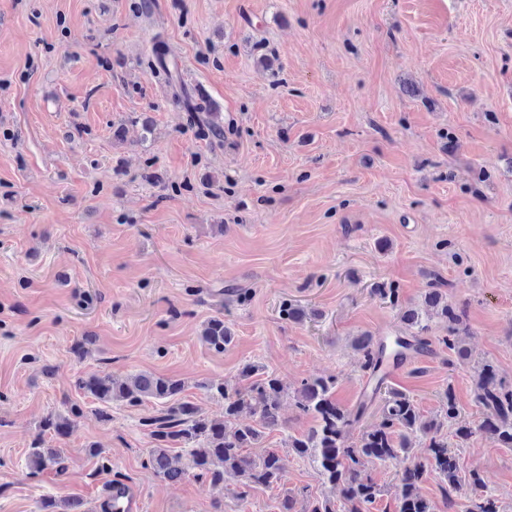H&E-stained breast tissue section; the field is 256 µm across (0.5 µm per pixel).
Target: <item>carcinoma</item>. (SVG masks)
I'll return each mask as SVG.
<instances>
[{
    "mask_svg": "<svg viewBox=\"0 0 512 512\" xmlns=\"http://www.w3.org/2000/svg\"><path fill=\"white\" fill-rule=\"evenodd\" d=\"M148 68L154 74L165 75L168 84L175 87L179 77L170 67L164 42L155 41ZM401 318L412 333L391 338L361 336L354 342L362 355L363 369L375 384L371 394L356 411H346L333 398L336 379L313 377L301 382L296 390L295 405L303 415L313 418L311 428L299 435L288 436V447L301 458L313 463L323 481L341 490V504L327 497L316 499L299 511L297 497L287 494L281 501L283 512H367L381 495L368 467L376 462L403 458L405 465L395 494L396 512H435L433 504L419 494L424 476L434 473L448 488L459 491L465 485L474 489L482 478L476 471L465 475L459 467L455 451L448 447V438L442 434L444 426L453 428L457 443L467 441L478 429L502 447H512V380L498 374L490 363L482 365L476 382V403L485 410L477 427L457 422L458 410L452 389L443 396L442 414L426 419L413 398L407 393L385 386L384 366L390 358L403 363L417 355L433 351L432 341L426 336L429 321L439 317L448 324V335L438 343L461 357L467 351L457 345V334L462 324L463 311L448 302L439 288H429L418 306L400 307ZM203 342L222 353L235 341L224 317L208 319L202 331ZM243 385L229 387L211 381L200 383L212 398L224 400V419H209L197 404L181 397L184 383L172 377L140 373L129 382H118L107 374H88L76 380V387L100 403L120 398L130 406L153 402L160 406L157 414L142 420L149 430L153 448L148 452L146 465L154 474L169 482H177L187 471L208 479L217 486L231 477L242 488V497L248 490L264 486L270 488L284 480V468L279 454L266 450L261 455L246 452L259 447L265 431L282 430L281 406L288 388L279 377L265 367L246 364L239 372ZM381 400L380 422L362 431L357 441H350L352 429L368 405ZM248 413L257 418L255 424L240 422ZM82 415L77 404L63 413H50L40 423L39 432L30 444L26 465L36 475L48 468L58 476L66 473L61 449L46 446L45 436L62 439L70 435ZM420 439L425 454L411 453L413 440ZM182 448L187 468L172 465V446ZM78 498L45 496L40 501V512H85ZM466 512H499L498 498L480 495L470 499Z\"/></svg>",
    "mask_w": 512,
    "mask_h": 512,
    "instance_id": "cac0c4a2",
    "label": "carcinoma"
}]
</instances>
